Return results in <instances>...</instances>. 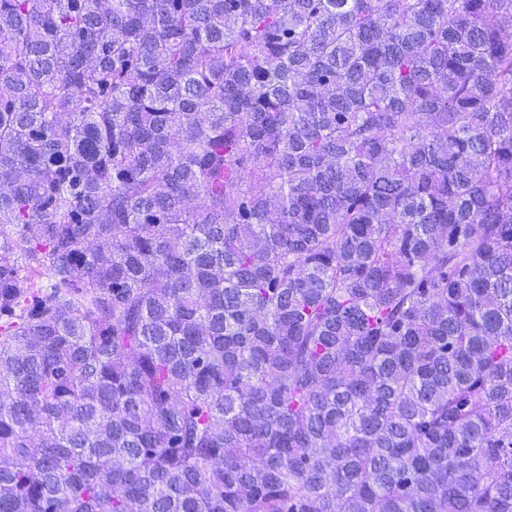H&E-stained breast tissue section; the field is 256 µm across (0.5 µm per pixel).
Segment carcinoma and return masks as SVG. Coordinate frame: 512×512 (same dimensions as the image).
Here are the masks:
<instances>
[{"mask_svg":"<svg viewBox=\"0 0 512 512\" xmlns=\"http://www.w3.org/2000/svg\"><path fill=\"white\" fill-rule=\"evenodd\" d=\"M0 186V512H512V0H0Z\"/></svg>","mask_w":512,"mask_h":512,"instance_id":"carcinoma-1","label":"carcinoma"}]
</instances>
